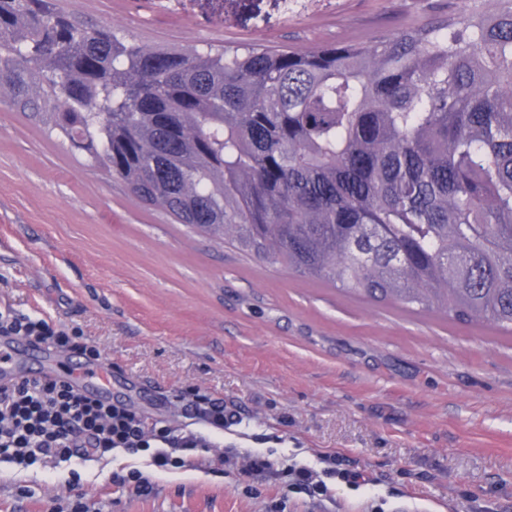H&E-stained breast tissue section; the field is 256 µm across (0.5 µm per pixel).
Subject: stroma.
Instances as JSON below:
<instances>
[{"instance_id":"stroma-1","label":"stroma","mask_w":512,"mask_h":512,"mask_svg":"<svg viewBox=\"0 0 512 512\" xmlns=\"http://www.w3.org/2000/svg\"><path fill=\"white\" fill-rule=\"evenodd\" d=\"M429 0H60L142 44L252 42L307 51L430 16ZM80 328L112 366L109 399L197 428L179 395L223 399L225 447L336 458L326 497L214 458L96 487L126 457L62 472L0 468V512H512V333L354 296L145 207L22 113L0 105V307ZM14 346L22 375L75 351ZM153 475L138 466L126 465L104 477L101 486L117 489L133 488L137 494L147 495L153 489Z\"/></svg>"}]
</instances>
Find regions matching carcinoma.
Returning <instances> with one entry per match:
<instances>
[{
	"label": "carcinoma",
	"mask_w": 512,
	"mask_h": 512,
	"mask_svg": "<svg viewBox=\"0 0 512 512\" xmlns=\"http://www.w3.org/2000/svg\"><path fill=\"white\" fill-rule=\"evenodd\" d=\"M0 103L259 261L512 331V0L309 51L0 0Z\"/></svg>",
	"instance_id": "cac0c4a2"
}]
</instances>
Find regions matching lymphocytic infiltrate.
Returning <instances> with one entry per match:
<instances>
[{"label":"lymphocytic infiltrate","instance_id":"f902f5d3","mask_svg":"<svg viewBox=\"0 0 512 512\" xmlns=\"http://www.w3.org/2000/svg\"><path fill=\"white\" fill-rule=\"evenodd\" d=\"M0 336L77 349L93 365L102 360L101 351L86 342L79 328L9 307L0 310ZM191 407L202 430L146 421L126 406L87 398L65 380L26 378L0 387V463L22 469L66 464L70 482L78 484L82 481L78 463L119 453L142 456L145 467L124 466L105 476L103 484L146 495L153 489L154 473L192 466L215 447V434L229 422L223 402L208 395L195 394Z\"/></svg>","mask_w":512,"mask_h":512}]
</instances>
